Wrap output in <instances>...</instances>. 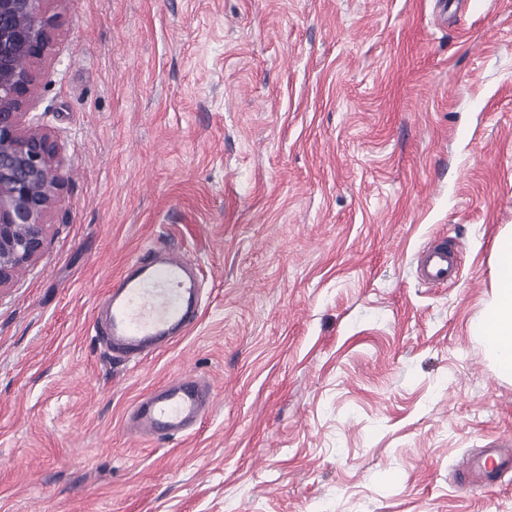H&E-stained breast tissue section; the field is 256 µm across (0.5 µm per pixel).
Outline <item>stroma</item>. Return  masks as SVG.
<instances>
[{
    "mask_svg": "<svg viewBox=\"0 0 512 512\" xmlns=\"http://www.w3.org/2000/svg\"><path fill=\"white\" fill-rule=\"evenodd\" d=\"M49 0L35 122L65 179L0 288V512H512V380L473 331L512 226V0ZM462 260L429 288L416 255ZM198 322L118 365L93 325L146 247ZM216 405L129 438L182 373ZM461 260L444 239L430 242L421 251L417 263L418 278L429 287L446 286L460 275ZM512 459L507 454H502L499 448H487L475 463L474 474H463L461 482L474 484L476 482H494L498 476L511 468Z\"/></svg>",
    "mask_w": 512,
    "mask_h": 512,
    "instance_id": "1",
    "label": "stroma"
}]
</instances>
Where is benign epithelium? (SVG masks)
Masks as SVG:
<instances>
[{"mask_svg":"<svg viewBox=\"0 0 512 512\" xmlns=\"http://www.w3.org/2000/svg\"><path fill=\"white\" fill-rule=\"evenodd\" d=\"M46 2L0 0V287L42 251L64 180L55 141L21 124L52 42Z\"/></svg>","mask_w":512,"mask_h":512,"instance_id":"7a95c632","label":"benign epithelium"}]
</instances>
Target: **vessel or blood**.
Returning a JSON list of instances; mask_svg holds the SVG:
<instances>
[{
  "mask_svg": "<svg viewBox=\"0 0 512 512\" xmlns=\"http://www.w3.org/2000/svg\"><path fill=\"white\" fill-rule=\"evenodd\" d=\"M460 266L457 251L440 239L421 251L416 272L427 286L439 287L457 280ZM101 308L99 331L113 356L123 360L148 356L188 332L198 320L200 284L193 260L169 250L141 251L111 284ZM212 401L209 384L191 376L178 378L137 402L127 430L136 437L188 435ZM510 469L512 456L490 448L461 480L491 483Z\"/></svg>",
  "mask_w": 512,
  "mask_h": 512,
  "instance_id": "obj_1",
  "label": "vessel or blood"
}]
</instances>
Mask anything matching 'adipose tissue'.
Returning <instances> with one entry per match:
<instances>
[{"label": "adipose tissue", "mask_w": 512, "mask_h": 512, "mask_svg": "<svg viewBox=\"0 0 512 512\" xmlns=\"http://www.w3.org/2000/svg\"><path fill=\"white\" fill-rule=\"evenodd\" d=\"M496 298L489 320L473 326L483 336L498 373L512 378V235L502 234L496 246Z\"/></svg>", "instance_id": "adipose-tissue-1"}]
</instances>
